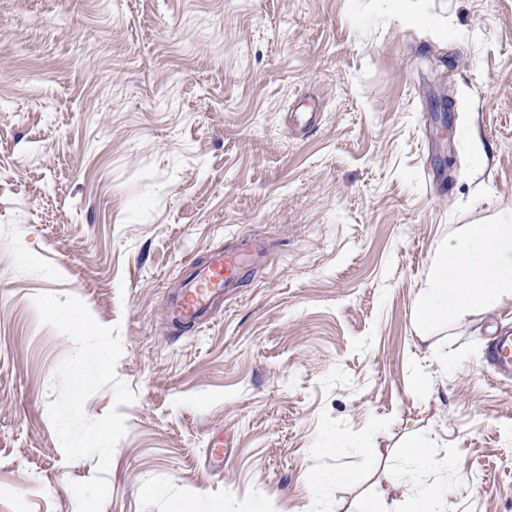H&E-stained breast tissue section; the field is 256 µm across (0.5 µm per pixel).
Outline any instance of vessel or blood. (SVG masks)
<instances>
[{"mask_svg": "<svg viewBox=\"0 0 512 512\" xmlns=\"http://www.w3.org/2000/svg\"><path fill=\"white\" fill-rule=\"evenodd\" d=\"M248 239L237 235L212 247L205 260H188L176 271L179 288L169 297L165 317L172 330L193 332L205 324L213 311L224 304L226 290L242 287L250 273L241 258ZM492 358L498 372L512 375V334L503 333L495 343Z\"/></svg>", "mask_w": 512, "mask_h": 512, "instance_id": "vessel-or-blood-1", "label": "vessel or blood"}]
</instances>
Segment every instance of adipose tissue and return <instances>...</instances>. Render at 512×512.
<instances>
[{"mask_svg": "<svg viewBox=\"0 0 512 512\" xmlns=\"http://www.w3.org/2000/svg\"><path fill=\"white\" fill-rule=\"evenodd\" d=\"M512 299V213L490 224H461L435 250L423 288L416 299L423 332L448 321H462L477 311ZM433 459L417 445L408 465L390 476L391 485L414 491L416 512H447L448 484L432 477Z\"/></svg>", "mask_w": 512, "mask_h": 512, "instance_id": "1", "label": "adipose tissue"}]
</instances>
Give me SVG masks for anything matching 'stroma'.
Masks as SVG:
<instances>
[{
  "label": "stroma",
  "mask_w": 512,
  "mask_h": 512,
  "mask_svg": "<svg viewBox=\"0 0 512 512\" xmlns=\"http://www.w3.org/2000/svg\"><path fill=\"white\" fill-rule=\"evenodd\" d=\"M505 208L512 0H0V512H76L98 472L50 423L74 344L45 292L120 328L136 400L84 406L127 422L102 512H363L421 440L448 512H512V301L414 323L438 242ZM232 232L264 270L160 338L181 261ZM492 358L498 372L505 376L512 375V334L500 335L492 351Z\"/></svg>",
  "instance_id": "1"
}]
</instances>
